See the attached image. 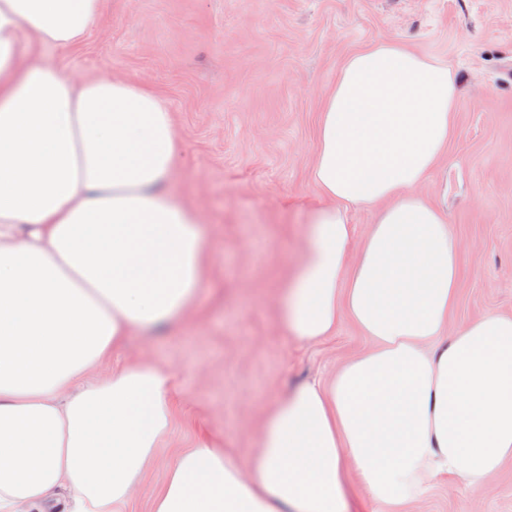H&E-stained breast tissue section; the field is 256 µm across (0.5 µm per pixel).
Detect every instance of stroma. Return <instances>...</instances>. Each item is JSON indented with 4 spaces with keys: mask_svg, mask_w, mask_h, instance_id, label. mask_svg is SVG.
I'll return each mask as SVG.
<instances>
[{
    "mask_svg": "<svg viewBox=\"0 0 512 512\" xmlns=\"http://www.w3.org/2000/svg\"><path fill=\"white\" fill-rule=\"evenodd\" d=\"M378 43L447 63L459 86L448 149L414 189L445 213L463 263L446 333L512 316V0H101L79 44L38 51L75 80L160 92L177 148L170 187L213 251L196 305L133 334L89 375L142 362L173 372L171 430L130 512H151L196 440L249 462L268 401L329 380L369 348L346 317L333 336L285 339L276 285L323 202L311 179L323 101L345 60ZM406 512H512V460L474 489L435 481Z\"/></svg>",
    "mask_w": 512,
    "mask_h": 512,
    "instance_id": "1",
    "label": "stroma"
}]
</instances>
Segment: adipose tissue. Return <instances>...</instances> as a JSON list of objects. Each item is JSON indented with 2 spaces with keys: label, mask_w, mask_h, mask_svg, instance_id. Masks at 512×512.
<instances>
[{
  "label": "adipose tissue",
  "mask_w": 512,
  "mask_h": 512,
  "mask_svg": "<svg viewBox=\"0 0 512 512\" xmlns=\"http://www.w3.org/2000/svg\"><path fill=\"white\" fill-rule=\"evenodd\" d=\"M100 0H0V512H129L170 432L169 370L89 373L136 329L181 318L208 279L197 214L165 188L172 116L157 92L76 82L31 45L79 41ZM458 86L395 43L351 55L326 97L311 171L326 199L278 286L296 342L349 317L372 347L268 407L251 477L202 440L152 512H352V460L376 512L443 476L480 486L512 458V316L441 345L460 276L441 210L413 194L447 148ZM386 201L356 263L348 209Z\"/></svg>",
  "instance_id": "obj_1"
}]
</instances>
